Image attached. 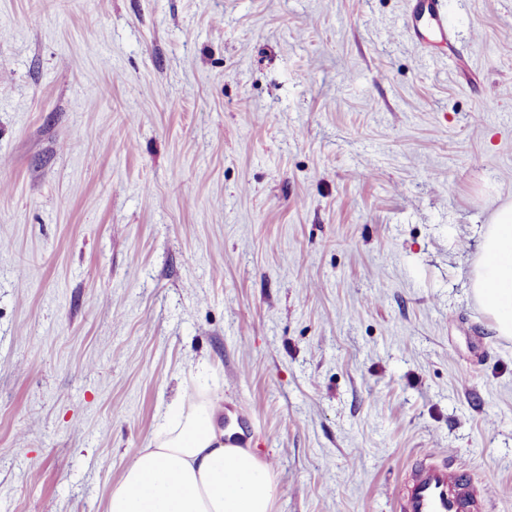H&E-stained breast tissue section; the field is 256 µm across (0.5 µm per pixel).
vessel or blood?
I'll list each match as a JSON object with an SVG mask.
<instances>
[{
    "label": "vessel or blood",
    "mask_w": 512,
    "mask_h": 512,
    "mask_svg": "<svg viewBox=\"0 0 512 512\" xmlns=\"http://www.w3.org/2000/svg\"><path fill=\"white\" fill-rule=\"evenodd\" d=\"M411 12L418 18L408 34L424 48H447L448 11L446 0H414ZM486 489L477 488L472 477L458 464L421 452L401 485L398 512H485Z\"/></svg>",
    "instance_id": "obj_1"
}]
</instances>
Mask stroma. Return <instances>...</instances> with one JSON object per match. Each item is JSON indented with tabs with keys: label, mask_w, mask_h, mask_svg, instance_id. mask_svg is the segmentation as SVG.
<instances>
[{
	"label": "stroma",
	"mask_w": 512,
	"mask_h": 512,
	"mask_svg": "<svg viewBox=\"0 0 512 512\" xmlns=\"http://www.w3.org/2000/svg\"><path fill=\"white\" fill-rule=\"evenodd\" d=\"M0 0V512H107L217 398L272 512H395L421 451L512 512V0ZM412 15H416L418 21H424L426 25L437 34L432 40L426 31L422 30L416 23L407 30L408 35L418 45L428 48H442L448 50V11L446 0H414L411 9ZM487 202L491 213L471 272L472 291L497 335L512 339V200Z\"/></svg>",
	"instance_id": "1"
}]
</instances>
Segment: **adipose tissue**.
Wrapping results in <instances>:
<instances>
[{
  "label": "adipose tissue",
  "instance_id": "adipose-tissue-1",
  "mask_svg": "<svg viewBox=\"0 0 512 512\" xmlns=\"http://www.w3.org/2000/svg\"><path fill=\"white\" fill-rule=\"evenodd\" d=\"M474 262L472 291L498 336L512 339V200L492 197ZM219 401L167 420L128 462L108 512H271L268 465L222 427Z\"/></svg>",
  "mask_w": 512,
  "mask_h": 512
}]
</instances>
